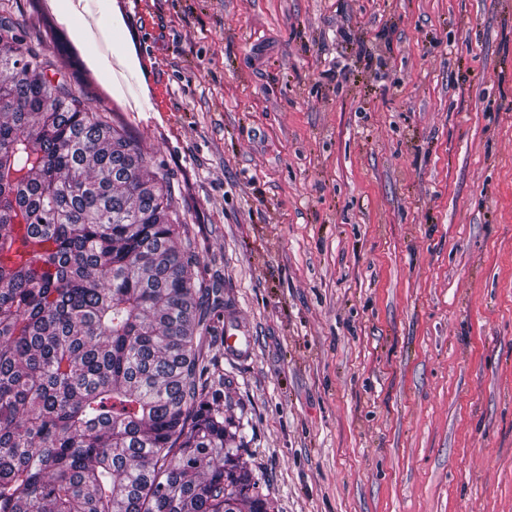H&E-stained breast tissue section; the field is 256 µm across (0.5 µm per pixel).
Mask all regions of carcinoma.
<instances>
[{
	"label": "carcinoma",
	"mask_w": 512,
	"mask_h": 512,
	"mask_svg": "<svg viewBox=\"0 0 512 512\" xmlns=\"http://www.w3.org/2000/svg\"><path fill=\"white\" fill-rule=\"evenodd\" d=\"M0 43V512H268L202 401L167 173L5 13Z\"/></svg>",
	"instance_id": "carcinoma-1"
}]
</instances>
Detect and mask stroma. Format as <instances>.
<instances>
[{
    "mask_svg": "<svg viewBox=\"0 0 512 512\" xmlns=\"http://www.w3.org/2000/svg\"><path fill=\"white\" fill-rule=\"evenodd\" d=\"M54 52L39 0H0ZM270 512H512V0H96ZM252 338L224 356V327Z\"/></svg>",
    "mask_w": 512,
    "mask_h": 512,
    "instance_id": "stroma-1",
    "label": "stroma"
}]
</instances>
